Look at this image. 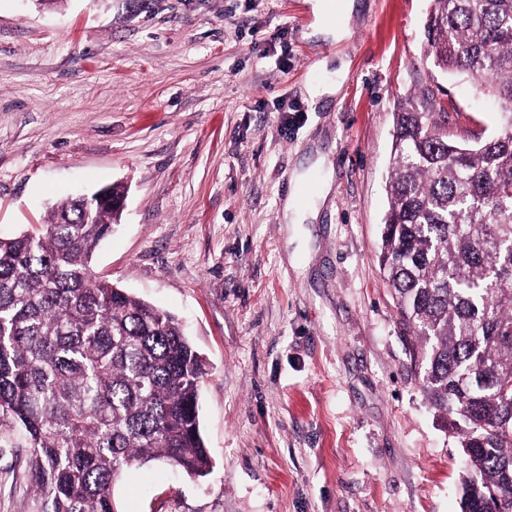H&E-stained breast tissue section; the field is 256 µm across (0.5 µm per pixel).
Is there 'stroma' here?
<instances>
[{
	"mask_svg": "<svg viewBox=\"0 0 512 512\" xmlns=\"http://www.w3.org/2000/svg\"><path fill=\"white\" fill-rule=\"evenodd\" d=\"M428 8L356 0L336 42L311 36L309 0H0V236L124 184L94 272L180 318L206 364L210 471L133 467L120 512H462L461 437L378 261L395 112L430 94L454 137L497 124L427 63ZM301 173L332 188L291 240ZM36 510L0 448V512ZM302 175H298L297 183L292 187L290 197L286 199L283 206L284 224H304L307 218L316 219L318 215V206L303 205L296 195L295 187L300 184ZM295 186V187H294Z\"/></svg>",
	"mask_w": 512,
	"mask_h": 512,
	"instance_id": "1",
	"label": "stroma"
}]
</instances>
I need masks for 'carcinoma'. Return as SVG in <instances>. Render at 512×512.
<instances>
[{"label":"carcinoma","instance_id":"carcinoma-1","mask_svg":"<svg viewBox=\"0 0 512 512\" xmlns=\"http://www.w3.org/2000/svg\"><path fill=\"white\" fill-rule=\"evenodd\" d=\"M427 59L497 99L498 130L448 135L443 102L394 113L379 264L430 405L460 430L468 512L512 507V0H431ZM117 208L67 198L0 238V448L25 449L39 512H119L125 470L202 477L201 355L179 320L91 268Z\"/></svg>","mask_w":512,"mask_h":512}]
</instances>
